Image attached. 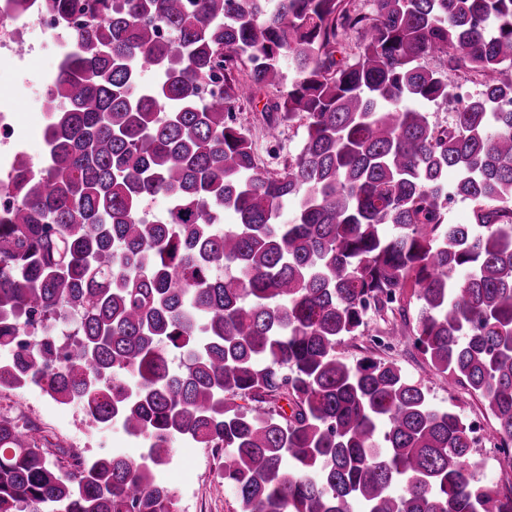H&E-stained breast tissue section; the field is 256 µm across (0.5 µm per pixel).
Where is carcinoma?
Masks as SVG:
<instances>
[{"instance_id": "obj_1", "label": "carcinoma", "mask_w": 512, "mask_h": 512, "mask_svg": "<svg viewBox=\"0 0 512 512\" xmlns=\"http://www.w3.org/2000/svg\"><path fill=\"white\" fill-rule=\"evenodd\" d=\"M39 7L74 19L75 52L44 100L49 160L13 170L0 216V347L23 313L73 310L80 341L61 363L39 339L0 387L147 450L53 451L3 415L0 512H177L160 472L178 439L213 449L237 512H512V488L470 464L464 417L394 360L338 354L416 299L409 341L512 444V0ZM206 80L224 95L201 97ZM464 82L480 91L446 125L410 106L447 108ZM260 93L269 128L305 129L280 170L229 119Z\"/></svg>"}]
</instances>
